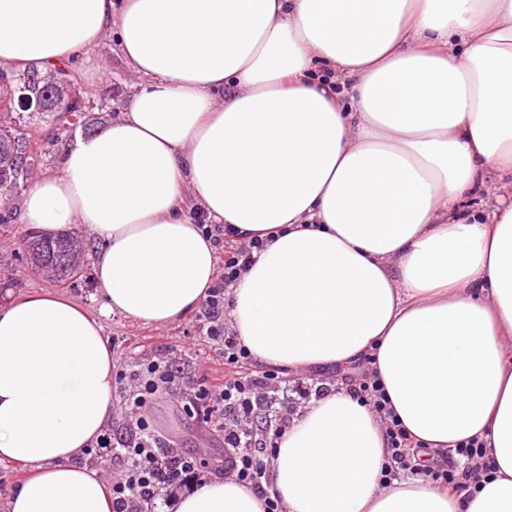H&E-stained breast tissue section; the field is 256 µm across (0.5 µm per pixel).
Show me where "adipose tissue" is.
<instances>
[{
  "label": "adipose tissue",
  "mask_w": 512,
  "mask_h": 512,
  "mask_svg": "<svg viewBox=\"0 0 512 512\" xmlns=\"http://www.w3.org/2000/svg\"><path fill=\"white\" fill-rule=\"evenodd\" d=\"M140 85L121 118L36 179L28 223L104 242L106 312L165 326L217 252L183 213L265 245L231 292L253 361L325 371L373 356L430 450L482 439L479 492L384 481L383 427L338 385L280 438L286 512H512V0H0V66L85 56L108 36ZM496 188L490 210L466 194ZM100 321L37 292L0 310L6 512H112L82 458L112 418ZM177 512H264L213 477ZM26 469V466L22 464L0 462V512H4L6 499L12 493Z\"/></svg>",
  "instance_id": "1"
}]
</instances>
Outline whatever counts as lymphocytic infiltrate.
<instances>
[{
    "mask_svg": "<svg viewBox=\"0 0 512 512\" xmlns=\"http://www.w3.org/2000/svg\"><path fill=\"white\" fill-rule=\"evenodd\" d=\"M202 232L224 248V271L207 295L197 316L204 339L224 356V376L186 385L183 372L172 362L144 355L138 369H116L115 382L123 394L129 423L122 435L103 433L91 448L93 459L112 463V512H155L157 505L174 507L185 492L201 485L208 469L219 467L242 486L265 500V512H282L278 498L269 497V460L276 443L291 424L298 404L309 403L330 392L324 378L280 376L278 370H245L250 355L238 336L224 324V302L241 274L252 263L263 243L252 239L235 241L233 230L221 224H206ZM352 393L368 405L385 431V479L405 472H424L432 482L462 488L480 483L489 473L483 443L470 439L449 449L450 461L440 467L419 469L413 443L396 417L376 374L367 373L354 382ZM177 399L183 413L224 441L218 464L200 453L180 448L158 434L149 413L162 398ZM466 467H458L457 458Z\"/></svg>",
    "mask_w": 512,
    "mask_h": 512,
    "instance_id": "obj_1",
    "label": "lymphocytic infiltrate"
}]
</instances>
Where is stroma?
I'll use <instances>...</instances> for the list:
<instances>
[{
	"mask_svg": "<svg viewBox=\"0 0 512 512\" xmlns=\"http://www.w3.org/2000/svg\"><path fill=\"white\" fill-rule=\"evenodd\" d=\"M66 66L81 93L88 120L94 122L96 130L108 128L120 116L136 86L114 40L106 39L97 50L67 61ZM11 118L48 141L46 155L35 169V176L58 173L74 140L68 137L55 142L51 135L56 127L66 124V117L52 118L38 112L17 110L12 112ZM0 213L8 217L7 231H0V308L32 292L57 293L99 319L117 366L134 370L139 361L138 347L143 344L151 349L153 355L183 358L186 373L191 379H199L206 372L223 373L224 359L200 337L194 314H186L172 324L158 327L139 324L118 313H105V300L94 277L64 287L31 270L20 246L22 236L31 229L25 218L22 199H15L10 205L0 208ZM151 422L156 430L177 436L184 447L201 448L213 456L220 455L222 451L221 439L189 420L174 401L166 399L155 404Z\"/></svg>",
	"mask_w": 512,
	"mask_h": 512,
	"instance_id": "35a3bbf8",
	"label": "stroma"
}]
</instances>
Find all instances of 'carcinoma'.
<instances>
[{
    "mask_svg": "<svg viewBox=\"0 0 512 512\" xmlns=\"http://www.w3.org/2000/svg\"><path fill=\"white\" fill-rule=\"evenodd\" d=\"M37 73V68L28 70L23 75V82L29 85L30 94L43 105V113L49 115L53 112L50 97L46 96L43 84L31 79ZM41 154L40 140L28 129L0 125V188L5 190V196H0L1 205L9 204L15 194L27 187L30 167ZM21 245L31 268L61 285L69 286L85 275L77 253L81 243L68 232L47 238L38 231H31L24 235Z\"/></svg>",
    "mask_w": 512,
    "mask_h": 512,
    "instance_id": "carcinoma-1",
    "label": "carcinoma"
}]
</instances>
